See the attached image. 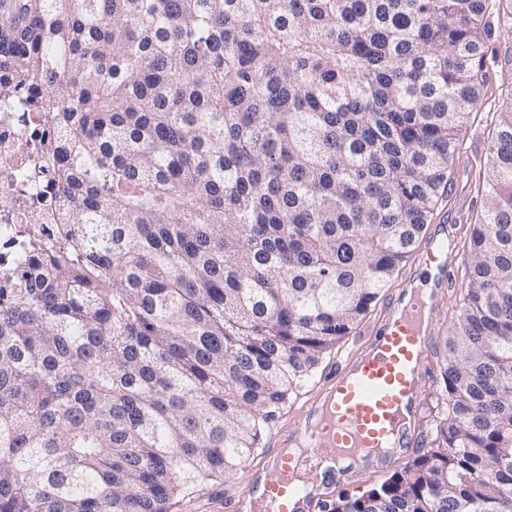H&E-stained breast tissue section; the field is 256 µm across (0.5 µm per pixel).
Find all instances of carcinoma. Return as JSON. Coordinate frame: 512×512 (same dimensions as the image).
Returning <instances> with one entry per match:
<instances>
[{
    "label": "carcinoma",
    "instance_id": "1",
    "mask_svg": "<svg viewBox=\"0 0 512 512\" xmlns=\"http://www.w3.org/2000/svg\"><path fill=\"white\" fill-rule=\"evenodd\" d=\"M512 0H0L62 202L0 269V512L240 481L448 190ZM434 436L325 512H512V96Z\"/></svg>",
    "mask_w": 512,
    "mask_h": 512
}]
</instances>
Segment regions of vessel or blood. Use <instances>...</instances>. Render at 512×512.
<instances>
[{
  "instance_id": "obj_1",
  "label": "vessel or blood",
  "mask_w": 512,
  "mask_h": 512,
  "mask_svg": "<svg viewBox=\"0 0 512 512\" xmlns=\"http://www.w3.org/2000/svg\"><path fill=\"white\" fill-rule=\"evenodd\" d=\"M463 262L447 231L424 241L419 265L429 290L397 297L365 345L325 378L302 422L275 433L272 476L246 468L231 512H319L334 484L389 466L414 444L412 426L426 407L423 364L433 315L450 271Z\"/></svg>"
}]
</instances>
